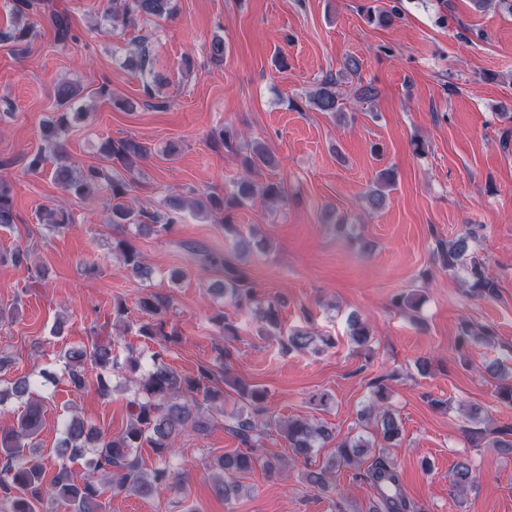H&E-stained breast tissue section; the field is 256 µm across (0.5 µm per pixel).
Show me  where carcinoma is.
<instances>
[{"mask_svg":"<svg viewBox=\"0 0 512 512\" xmlns=\"http://www.w3.org/2000/svg\"><path fill=\"white\" fill-rule=\"evenodd\" d=\"M112 7L105 16L114 24L131 27L146 18H162L174 11L173 0H110ZM28 0H16L13 8L14 25L5 38L16 44L23 43L30 34L31 25L26 23ZM367 19L381 26H391L398 18L395 12L377 11L365 7ZM56 40L60 43L75 40L71 26L64 16H54ZM129 65L142 73V91L145 98L157 100L158 80L151 77L149 52L141 48L128 59ZM57 105L62 109L57 118L42 127L44 141L56 150L63 148L65 136L72 121L80 118L83 108L76 103L85 97L84 89L69 83L56 86ZM309 104L319 112L342 113L336 94V78L328 76L309 96ZM103 157L112 163V174L89 166L76 167L62 164L55 169V179L61 188L77 197H88L106 189L112 198L110 223L117 232L124 231L127 224L135 225L148 234L169 232L179 219L181 212L193 207L199 213L211 208H222L224 223L230 222L232 210L247 204L255 195V186L246 177L233 182L232 189L224 197L201 194L195 200L179 196L165 199L162 211L135 209L124 198L131 190L130 175L137 163L149 156V149L133 139H108L101 145ZM242 164L247 170L274 168L278 161L267 147L255 142ZM394 180L390 170L381 171L376 186L367 196V203L379 208L385 200L384 189ZM40 221L60 231L69 223L64 211L46 208ZM15 223L13 201L9 190L0 184V227ZM470 236H460L449 242H439L435 261L444 270H461L473 293L481 299H493L498 295V284L477 257L466 258ZM112 250L121 256L125 269L141 280L152 275L141 254L125 239L112 242ZM205 261L216 268L222 279L212 284V291L224 297L236 308L250 313L259 325L262 336L279 339L281 345L299 353H318L334 345L329 336L296 328L283 331L279 319V302L259 298L248 278L247 271L238 264V257L224 258L214 254L205 256ZM173 306L172 298L166 295L146 294L139 300V308L147 320L139 328V335L152 342L149 365L144 367L141 357L128 352L123 361L114 354L118 341L115 339L94 340L89 345L72 346L60 354L63 378L77 391L88 387L87 367L102 371L128 373V382L134 385V397L130 401L131 417L125 430L116 436L109 435L76 414L69 415L62 424V437L55 448L58 460L57 472L50 482L44 481L45 469L41 453L37 452V436L40 431L45 396L39 390L41 382L29 376L18 377L0 384V411L7 404L17 401L23 411L10 425L0 426V493L10 500L11 512H54V506L63 504L69 512H106L107 493L152 498L164 491L179 494L188 499L187 483L180 467L173 464L176 458L175 442L182 435L207 433L211 420L202 404L209 406L224 403V387L237 395V409L232 415L231 431L239 439L241 447L225 453L212 463L214 492L228 502L243 489L241 479L262 466L270 476L283 472L287 463L262 458L256 449L265 437L276 430L288 444L289 457L293 462L307 464L305 482L320 491L331 488L336 473L343 468L355 471L376 491L377 507L374 512H423L411 504L402 489L396 464L387 452L400 441L402 423L389 405L388 389L376 386L369 401L360 413V420L368 421L371 430L358 433L336 443V447L323 464H312L316 453L334 440L330 427L323 422L305 417H276L267 411V391L257 385L247 384L230 377L229 370L234 353L224 348L220 351L219 369L202 368L195 376H186L171 364L169 356L176 334L167 330L166 315ZM347 336L359 349H367L372 343V331L368 323L357 315L349 317ZM492 336L488 328L476 329L468 323L461 326L457 338L459 350L485 343ZM496 401L512 408V378L498 369ZM202 396L197 401L196 396ZM472 427L467 429L468 439L475 443L486 436H493L492 447L505 455H512V427L491 426L492 419L476 409L467 411ZM150 448L158 457L157 466L151 470L143 467L139 449ZM372 462L361 470L365 459ZM83 461L84 475L79 476L70 464ZM477 478L470 462L456 464L453 486L463 495L475 488Z\"/></svg>","mask_w":512,"mask_h":512,"instance_id":"carcinoma-1","label":"carcinoma"}]
</instances>
